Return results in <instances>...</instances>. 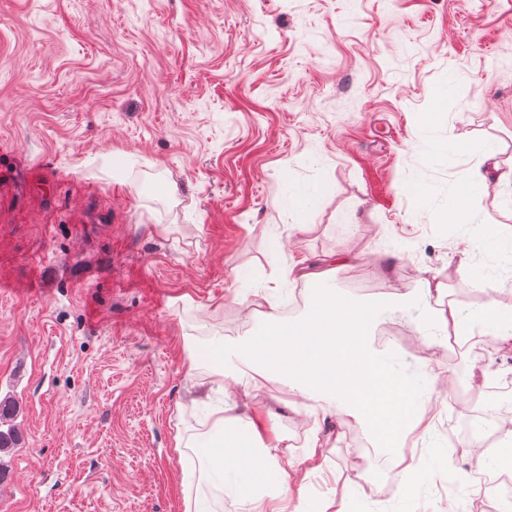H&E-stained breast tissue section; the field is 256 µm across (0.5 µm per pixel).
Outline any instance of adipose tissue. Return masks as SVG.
I'll return each mask as SVG.
<instances>
[{"mask_svg": "<svg viewBox=\"0 0 512 512\" xmlns=\"http://www.w3.org/2000/svg\"><path fill=\"white\" fill-rule=\"evenodd\" d=\"M480 153V165L449 182L444 193L463 247L462 274L494 289V262L512 261V232L491 231L476 222L472 197L494 180L506 187L512 203V171H501L496 144H482ZM305 278L313 297L308 313L294 322L270 315L263 331L212 349L225 394L239 396V414L230 417L226 404L211 405V427L194 443L201 478L231 486L242 512H370L366 496L352 486L336 497L310 498L307 478L322 443L309 437L301 458L285 456L284 438L269 426V412L249 399L251 389L264 380L288 386L311 413L333 410L361 426L376 454L369 480L397 476L409 494L427 484L437 467L448 478H458L435 424L437 405L448 402L447 381L427 363L403 358L394 344L378 342L376 333L397 311L421 306L428 330L422 338L425 349L439 347L448 332L511 346L512 306L491 301L466 313L444 308L448 290L432 278L371 302L334 288L327 271H311ZM413 436L423 450L410 456L406 448Z\"/></svg>", "mask_w": 512, "mask_h": 512, "instance_id": "ef3b65f1", "label": "adipose tissue"}]
</instances>
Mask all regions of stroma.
Listing matches in <instances>:
<instances>
[{
  "mask_svg": "<svg viewBox=\"0 0 512 512\" xmlns=\"http://www.w3.org/2000/svg\"><path fill=\"white\" fill-rule=\"evenodd\" d=\"M429 140L451 155L427 154ZM497 142L512 168V0H0V454L11 512H240L189 479L224 393L206 351L258 332V278L292 262L381 294L471 282L441 195ZM320 188L304 229L288 185ZM355 259L334 264L343 250ZM236 295H228V287ZM463 374L447 434L468 435ZM312 497L361 481L362 428L253 392Z\"/></svg>",
  "mask_w": 512,
  "mask_h": 512,
  "instance_id": "obj_1",
  "label": "stroma"
}]
</instances>
